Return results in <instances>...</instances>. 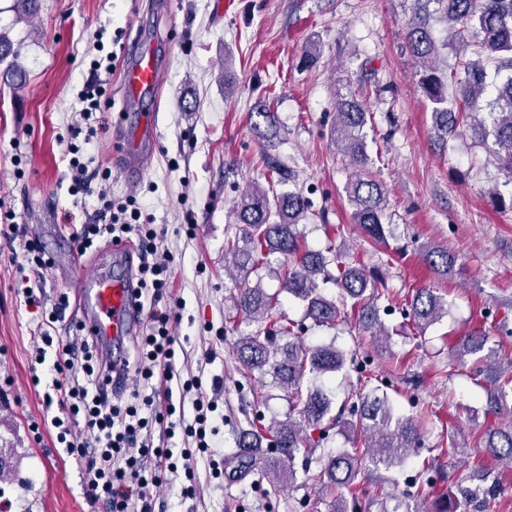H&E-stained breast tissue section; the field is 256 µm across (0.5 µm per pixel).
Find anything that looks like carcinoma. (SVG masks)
Segmentation results:
<instances>
[{"mask_svg":"<svg viewBox=\"0 0 512 512\" xmlns=\"http://www.w3.org/2000/svg\"><path fill=\"white\" fill-rule=\"evenodd\" d=\"M406 27V47L420 64L419 85L431 104L432 127L442 143L463 132L480 140L493 138L494 155L500 170L512 176V0H415ZM444 27L451 39H440L436 26ZM452 48L456 67L440 66L441 52ZM14 42L0 32V65H5L7 84L15 90L26 84V69L18 61ZM364 106L354 95L336 103L332 137L356 173L347 192L353 206L352 219L368 238L386 242L392 234L384 223L387 199L380 184L363 173L367 155L363 128ZM267 129L259 133L266 143L279 133L275 113L260 109ZM265 163L277 179L255 182L241 192L236 206L240 235L224 242V268L235 273L239 292L236 310L251 327L235 342L238 372L245 378L264 380L287 392L288 415L283 420L263 423L255 413L239 430L236 451L224 458L228 484L241 483L256 475L267 479L266 494L277 496L295 488L296 460L307 468L313 449L327 442L329 431L339 427L352 433L351 447L321 458V476L338 489L328 512H349V502H358L366 471L390 468L417 455L425 447L422 415L407 417L394 413L387 394L379 388H355L332 412L333 399L323 390L309 386L318 375L333 373L355 362L354 356L335 343L303 344L305 322H294L278 309V295L270 294L261 281L250 284L273 254L283 256L280 289L305 304V317L313 325L335 329L355 319L374 336H386L375 306L378 288L385 283L369 276L359 262L340 254L326 255L309 248L300 224L314 214L312 201L299 191H280L277 186L293 174L274 157ZM419 257L438 275L452 273L457 256L431 246L417 247ZM331 282L340 300L323 295L319 281ZM408 317L424 328L448 314V302L432 288H419L407 305ZM487 337L480 328L471 329L453 349V357H476L477 374L491 383L489 410L500 409L512 398V366L491 368L492 352L485 351ZM476 447L493 458L512 465V427L478 434ZM498 482L489 474L480 484L460 491L461 499L442 501L433 512H461L477 499L496 497Z\"/></svg>","mask_w":512,"mask_h":512,"instance_id":"obj_1","label":"carcinoma"}]
</instances>
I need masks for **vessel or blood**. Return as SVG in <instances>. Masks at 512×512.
I'll list each match as a JSON object with an SVG mask.
<instances>
[{"mask_svg": "<svg viewBox=\"0 0 512 512\" xmlns=\"http://www.w3.org/2000/svg\"><path fill=\"white\" fill-rule=\"evenodd\" d=\"M161 74L156 57L144 49H134L120 78L124 97L156 96ZM126 134L125 172L127 176L136 177L155 145V114L136 115L134 120L127 122ZM134 252L131 244L122 243L99 255L95 271L80 281L75 293V305L86 334L97 339L115 366L108 384L114 391L126 388L122 358L141 322L134 296Z\"/></svg>", "mask_w": 512, "mask_h": 512, "instance_id": "vessel-or-blood-1", "label": "vessel or blood"}]
</instances>
